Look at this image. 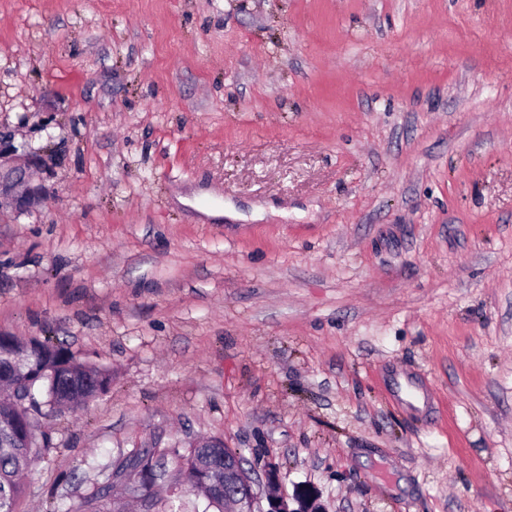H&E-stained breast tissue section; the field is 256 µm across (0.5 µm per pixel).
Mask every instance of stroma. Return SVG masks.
Here are the masks:
<instances>
[{"label": "stroma", "instance_id": "stroma-1", "mask_svg": "<svg viewBox=\"0 0 512 512\" xmlns=\"http://www.w3.org/2000/svg\"><path fill=\"white\" fill-rule=\"evenodd\" d=\"M13 168L0 333L112 375L16 512L199 438L328 512H512V0H0Z\"/></svg>", "mask_w": 512, "mask_h": 512}]
</instances>
